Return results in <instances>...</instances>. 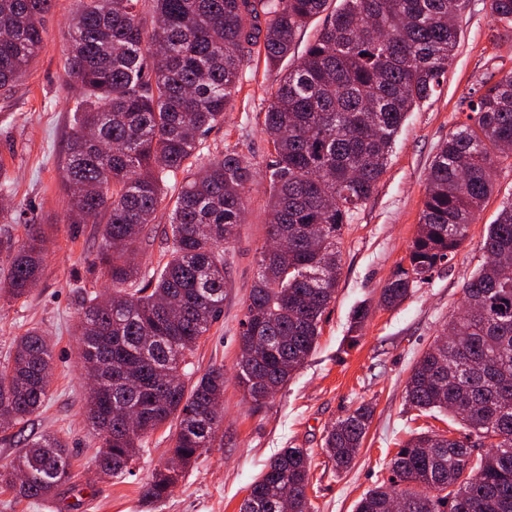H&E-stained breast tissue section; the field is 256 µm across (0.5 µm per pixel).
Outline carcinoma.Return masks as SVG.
Masks as SVG:
<instances>
[{
    "label": "carcinoma",
    "instance_id": "obj_1",
    "mask_svg": "<svg viewBox=\"0 0 512 512\" xmlns=\"http://www.w3.org/2000/svg\"><path fill=\"white\" fill-rule=\"evenodd\" d=\"M53 0H0V89L29 69L42 44ZM141 0H82L71 20L64 69L76 87L62 183L69 223L100 224L99 263L111 281L107 303L81 299L76 334L81 363L95 382L86 418L100 436L91 462L114 477L130 471L145 439L175 423L170 452L181 469H164L145 495L163 497L193 459L224 447V368L185 371L200 340L224 312V245L243 214L252 165L236 148L210 152L206 135L224 123L252 54L276 66L311 19L324 16L272 93L264 130L267 233L288 231V250L259 249V276L241 322L236 375L259 404L288 382L315 348L335 299L338 239L374 193L405 116L429 98L448 70L460 18L450 0H153L151 32ZM497 21L512 25V0H488ZM468 103L465 121L433 157L419 228L380 294L399 305L416 283L448 261L494 191L496 168L512 162V70L488 78ZM184 175L178 180V175ZM172 250L152 288L138 261L168 182ZM496 255L465 283L470 315L448 322L446 336L422 353L406 384L419 412L447 411L463 436L421 432L390 460L392 477L367 492L355 512H512V202L481 243ZM44 225L25 238L0 239L9 263L0 296L20 299L39 280L47 254ZM254 336L265 348L248 351ZM53 367L48 337L31 329L13 338L0 363V431L28 421L45 404ZM364 403L328 429L325 448L346 469L367 433ZM32 479L12 483L14 470ZM310 460L284 448L250 486L240 512H309ZM73 478L66 443L55 434L28 441L0 482L25 499L48 496ZM406 488L400 490L398 486Z\"/></svg>",
    "mask_w": 512,
    "mask_h": 512
}]
</instances>
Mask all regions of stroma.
I'll use <instances>...</instances> for the list:
<instances>
[{
    "label": "stroma",
    "instance_id": "obj_1",
    "mask_svg": "<svg viewBox=\"0 0 512 512\" xmlns=\"http://www.w3.org/2000/svg\"><path fill=\"white\" fill-rule=\"evenodd\" d=\"M78 8V0H53L36 59L20 82L0 90V176L14 187L4 200L22 213L17 223L0 224V234L24 238L25 222L32 218L50 238L32 292L0 301V357L13 337L34 327L50 336L54 366L45 407L23 430L0 433V465L14 458L27 437L50 432L64 439L76 477L40 500L18 497L0 485V512H239L251 483L284 448L310 454V512H354L366 492L389 478L388 463L411 433L462 431L445 412L415 417L405 387L416 360L462 307L464 284L485 261L480 244L503 203L512 199V168L497 171L493 194L447 264L417 283L397 307L381 306L379 297L417 233L437 149L464 119L471 92L490 76L512 70V27L497 28L486 0H467L447 73L434 94L408 113L374 193L343 228L336 298L323 316L315 349L284 387L258 405L244 399L235 375L241 320L267 236L263 173L271 146L263 131L264 111L289 64L272 68L259 59L244 70L223 127L208 134L206 143L214 153L228 144L237 147L258 176L244 221L224 254V313L201 339L190 366L198 376L214 365L224 369V445L186 468L164 498L148 501L144 486L168 461V428L149 436L129 474L100 480L89 466L100 439L85 418L89 381L75 334L77 305L83 293L105 296L109 290L93 267L101 227L69 223L61 179L73 123L74 90L64 70L67 26ZM168 215L159 211L142 244L143 260L153 272L171 250ZM364 306L369 316L355 322L356 310ZM363 403L374 408L372 422L351 467L337 470L324 450L326 431Z\"/></svg>",
    "mask_w": 512,
    "mask_h": 512
}]
</instances>
